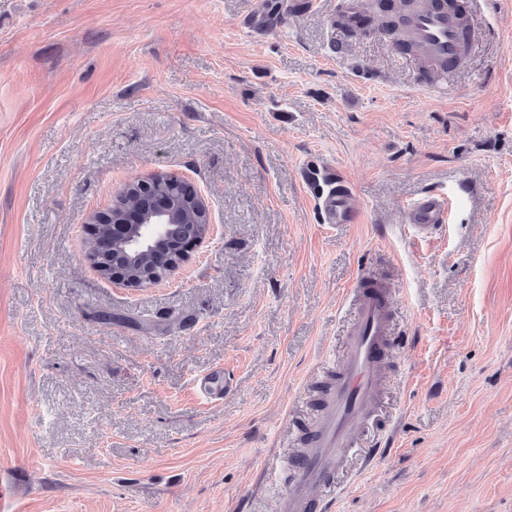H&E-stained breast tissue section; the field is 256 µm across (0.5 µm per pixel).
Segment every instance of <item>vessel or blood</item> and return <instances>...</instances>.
Returning a JSON list of instances; mask_svg holds the SVG:
<instances>
[{
  "instance_id": "vessel-or-blood-1",
  "label": "vessel or blood",
  "mask_w": 512,
  "mask_h": 512,
  "mask_svg": "<svg viewBox=\"0 0 512 512\" xmlns=\"http://www.w3.org/2000/svg\"><path fill=\"white\" fill-rule=\"evenodd\" d=\"M405 33L417 54L439 67L454 64L467 50L456 17L433 0H410ZM324 176L333 187L326 201L331 222L357 223L360 211L344 180L331 168ZM445 209L444 199L426 195L407 210L406 217L428 229L442 221ZM394 314L395 298L389 288L374 284L364 289L345 336V357L336 381L316 408L309 434L293 452L288 479H281L276 464L263 471L264 478L283 483L279 512H326L335 499L336 475L359 444V431L383 385V362L397 343Z\"/></svg>"
}]
</instances>
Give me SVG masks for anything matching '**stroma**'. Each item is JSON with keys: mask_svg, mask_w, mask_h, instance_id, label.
I'll return each instance as SVG.
<instances>
[{"mask_svg": "<svg viewBox=\"0 0 512 512\" xmlns=\"http://www.w3.org/2000/svg\"><path fill=\"white\" fill-rule=\"evenodd\" d=\"M0 0V496L10 512H278L252 493L342 358L364 278L403 342L333 512H512V0L438 72L340 0ZM361 209L329 224L301 169ZM181 177L215 225L172 282L101 278L86 221ZM448 196L422 235L407 206ZM232 382L203 398L199 377Z\"/></svg>", "mask_w": 512, "mask_h": 512, "instance_id": "1", "label": "stroma"}]
</instances>
